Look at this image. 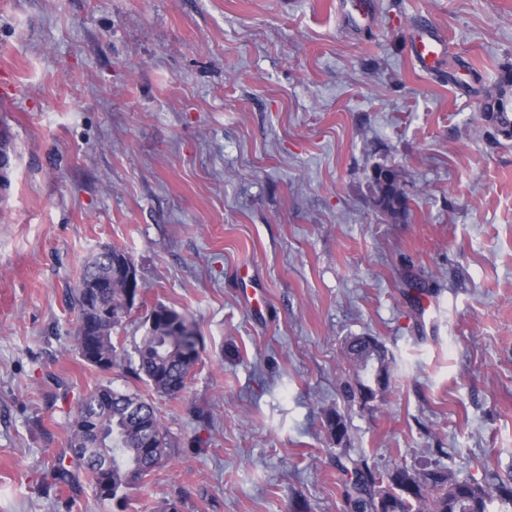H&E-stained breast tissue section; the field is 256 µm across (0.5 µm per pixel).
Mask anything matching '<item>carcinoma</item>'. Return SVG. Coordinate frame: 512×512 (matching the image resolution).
<instances>
[{"label":"carcinoma","mask_w":512,"mask_h":512,"mask_svg":"<svg viewBox=\"0 0 512 512\" xmlns=\"http://www.w3.org/2000/svg\"><path fill=\"white\" fill-rule=\"evenodd\" d=\"M512 75L502 76L497 94L485 95L483 111L503 116L512 111ZM377 207L397 219L408 210V198L400 182H375ZM130 255L114 246L103 248L85 264L83 273L68 298L78 310L76 347L90 365L107 371L128 367L155 392L179 396L186 388L199 357V336L185 316L164 305L156 306L162 317L148 325L134 354L116 347L112 331L120 326L130 309L125 306L124 289L114 288L104 302L112 305V319H100L96 301L85 285L92 279L106 278L110 265L130 263ZM342 356L353 368L354 382L341 385L342 399L362 405L364 392L377 396L381 388L372 385L375 372L388 370L386 349L356 351L344 345ZM326 430L336 444L348 437L344 414L333 410L326 415ZM70 448L78 468L90 480L101 501L122 499L167 459L166 434L152 402L139 393L118 392L100 386L79 400L68 418ZM342 472L348 477L351 512H377V500L391 502V512H489L493 499L512 489L499 483L460 481L446 467H426L411 471L397 467L383 474L375 472L364 459L345 454Z\"/></svg>","instance_id":"1"}]
</instances>
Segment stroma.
Here are the masks:
<instances>
[{"label":"stroma","instance_id":"obj_1","mask_svg":"<svg viewBox=\"0 0 512 512\" xmlns=\"http://www.w3.org/2000/svg\"><path fill=\"white\" fill-rule=\"evenodd\" d=\"M337 2L0 0V512H349L345 450L512 486V136L469 79L512 69V0H371L359 26ZM379 164L405 221L373 203ZM106 245L140 287L115 345L160 304L194 322L178 398L76 349L66 290ZM350 336L390 383L347 409ZM101 385L149 398L168 455L106 502L45 479ZM410 38V53L414 62L420 69L427 71L435 68L439 63L443 51V38L432 30L428 23H420Z\"/></svg>","mask_w":512,"mask_h":512}]
</instances>
